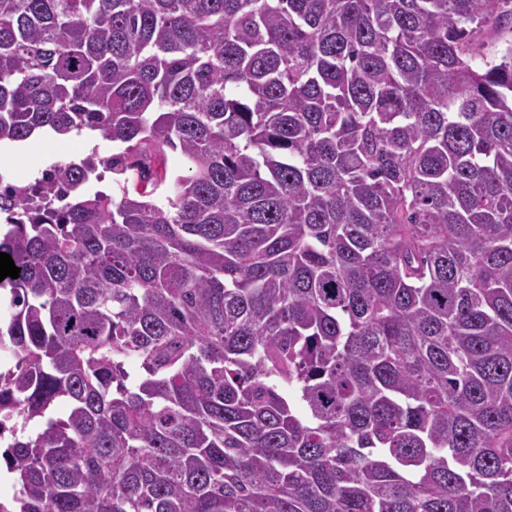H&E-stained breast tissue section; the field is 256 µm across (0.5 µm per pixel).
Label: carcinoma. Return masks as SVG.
<instances>
[{"instance_id":"carcinoma-1","label":"carcinoma","mask_w":512,"mask_h":512,"mask_svg":"<svg viewBox=\"0 0 512 512\" xmlns=\"http://www.w3.org/2000/svg\"><path fill=\"white\" fill-rule=\"evenodd\" d=\"M506 27L0 0V146L115 143L0 189V512H512V43L474 64Z\"/></svg>"}]
</instances>
